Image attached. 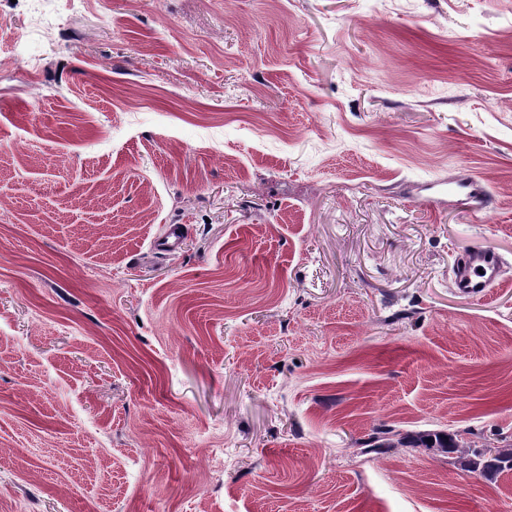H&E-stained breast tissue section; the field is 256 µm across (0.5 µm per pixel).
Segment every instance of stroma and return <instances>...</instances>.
<instances>
[{
    "instance_id": "35a3bbf8",
    "label": "stroma",
    "mask_w": 512,
    "mask_h": 512,
    "mask_svg": "<svg viewBox=\"0 0 512 512\" xmlns=\"http://www.w3.org/2000/svg\"><path fill=\"white\" fill-rule=\"evenodd\" d=\"M377 428L512 441V0H0V512H512ZM184 228L182 224H169L162 238L154 239L153 248L163 254L176 251L183 239ZM502 256L489 246L474 245L461 252L455 262L454 287L462 296L480 300L502 279ZM482 268L484 274L478 269Z\"/></svg>"
}]
</instances>
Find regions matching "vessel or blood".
<instances>
[{
	"label": "vessel or blood",
	"mask_w": 512,
	"mask_h": 512,
	"mask_svg": "<svg viewBox=\"0 0 512 512\" xmlns=\"http://www.w3.org/2000/svg\"><path fill=\"white\" fill-rule=\"evenodd\" d=\"M184 228L168 225L163 237L154 239L153 248L163 254L176 251L183 239ZM503 260L493 248L474 245L461 252L455 262L454 286L459 294L472 299L485 298L502 279Z\"/></svg>",
	"instance_id": "obj_1"
}]
</instances>
